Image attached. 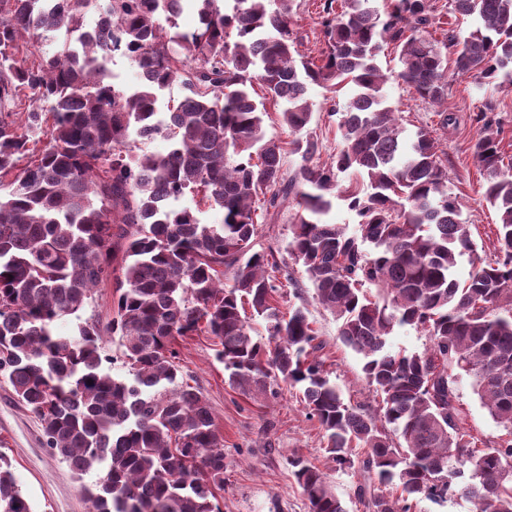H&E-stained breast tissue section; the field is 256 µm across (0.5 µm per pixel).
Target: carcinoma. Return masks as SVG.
<instances>
[{
  "mask_svg": "<svg viewBox=\"0 0 512 512\" xmlns=\"http://www.w3.org/2000/svg\"><path fill=\"white\" fill-rule=\"evenodd\" d=\"M94 2L0 0V379L78 477L99 472L82 487L88 512H220L223 440L208 402L179 382L173 348L201 329L243 393L274 396L281 382L299 389L336 468L363 477L365 512H412L455 495L475 512H512V160L500 147L501 118L485 94L472 152L498 248L483 259L448 192L437 139L425 129L405 139L378 65L394 45L397 78L434 105L448 99L450 62L482 87L512 83V0H451L474 26L441 40L424 35L434 0H385L382 10L375 0H324L317 60L297 49L295 0H232L228 11L196 0L199 26L189 33L175 23L188 0H109L93 37L82 27ZM50 34L51 53L37 41ZM116 53L137 66L136 89L111 82ZM173 83L188 94L161 120L158 93ZM342 84L352 95L340 104L332 93ZM311 85L331 93L326 111L339 116L342 145L321 163L318 139H293L300 163L289 177L281 146L266 138L265 101L283 104L281 123L301 132ZM22 95L29 110L12 111ZM162 133L167 153L132 157L136 143ZM346 173L351 233L322 221ZM188 192L203 193L221 222L173 207ZM290 197L288 254L336 317L341 343L362 356L374 407L345 401L329 381L326 343L306 308L278 305L287 283L302 299L298 280L278 277L274 254L253 250L256 211ZM466 254L472 270L461 281L455 268ZM110 280L112 319L60 333L57 324ZM247 306L268 341L251 336ZM402 325L429 344L388 348ZM115 334L130 380L105 366V337ZM463 374L503 435L483 440L465 426ZM288 465L310 512H347L323 470L297 455ZM0 512H34L2 453Z\"/></svg>",
  "mask_w": 512,
  "mask_h": 512,
  "instance_id": "1",
  "label": "carcinoma"
}]
</instances>
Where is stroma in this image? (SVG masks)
Returning a JSON list of instances; mask_svg holds the SVG:
<instances>
[{
  "instance_id": "obj_1",
  "label": "stroma",
  "mask_w": 512,
  "mask_h": 512,
  "mask_svg": "<svg viewBox=\"0 0 512 512\" xmlns=\"http://www.w3.org/2000/svg\"><path fill=\"white\" fill-rule=\"evenodd\" d=\"M319 0H295L294 23L302 36L306 55L319 56L323 36L318 24ZM381 69L391 77L385 87L387 102L396 108L406 135L418 129L434 130L447 159L448 187L457 196L462 215L471 226L480 257L493 254L496 245L495 214L480 195L482 178L471 144L478 133L476 121L484 91L471 77L449 74L448 109L458 118L457 126H439L438 108L421 99L413 88L394 80L398 70L396 51L385 47L378 58ZM309 96L316 108L307 128L320 143V161L335 155L340 141L337 117L322 106L324 89L311 87ZM296 208L284 202L265 220L259 221L254 236L258 251L274 250L285 258L291 236V218ZM309 319L326 342L325 368L345 400L369 403L373 393L366 385L361 355L337 338L335 317L314 299H306ZM183 375L189 385L209 403L224 440V487L217 491L221 512H309V503L296 484L287 463L296 454L312 461L327 473L348 512H363L355 497L360 480L350 470L335 469L327 457L322 431L309 419L297 389L281 384L277 398L248 396L228 383L223 363L215 356V340L203 332L177 338L173 344ZM467 423L475 436L493 438L501 429L472 391L468 377L459 381ZM0 452L11 460L23 494L35 512H87L82 485L93 484L97 473L76 476L48 447L40 420L16 398L10 385L0 381Z\"/></svg>"
}]
</instances>
